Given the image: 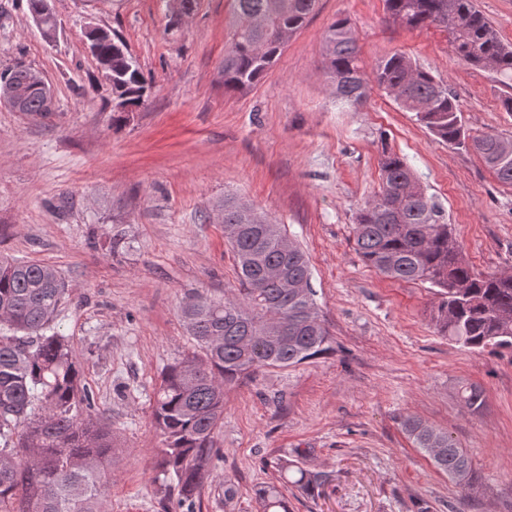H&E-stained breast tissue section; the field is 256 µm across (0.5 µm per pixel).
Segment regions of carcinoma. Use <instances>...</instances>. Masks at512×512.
<instances>
[{
	"mask_svg": "<svg viewBox=\"0 0 512 512\" xmlns=\"http://www.w3.org/2000/svg\"><path fill=\"white\" fill-rule=\"evenodd\" d=\"M319 0H232L230 38L224 48V92L245 95L265 77ZM400 24L435 27L464 63L512 80V46L501 41L475 0H384ZM322 65L336 97L357 102L367 80L349 20L328 27ZM112 64V111L133 112L149 97L147 82L122 37L98 45ZM31 67L0 71V91L20 93L19 111L52 110L43 89L30 82ZM375 83L438 140L469 149L497 179L512 184V146L495 134L471 136L448 87L402 54L377 60ZM380 190L359 209L354 241L362 261L381 275L420 281L437 289L432 322L462 346L512 349V271L480 274L465 261L452 225L420 185L403 157L381 145ZM224 238L231 248L239 288L231 296L189 295L181 318L194 341L192 353L170 364L151 404L163 448L155 481L166 491L162 512H200V493L218 456L215 433L224 419V386L261 368H290L327 353L329 330L310 288L304 252L280 224L232 197L219 202ZM68 286L50 266L0 258V512H109L112 434L95 412L68 338L55 330ZM472 412L484 404L475 384L459 387ZM402 428L434 467L465 490L472 462L448 431L416 418ZM275 480L255 489L260 512H290L285 489L317 497L329 482L300 459L273 456Z\"/></svg>",
	"mask_w": 512,
	"mask_h": 512,
	"instance_id": "obj_1",
	"label": "carcinoma"
}]
</instances>
